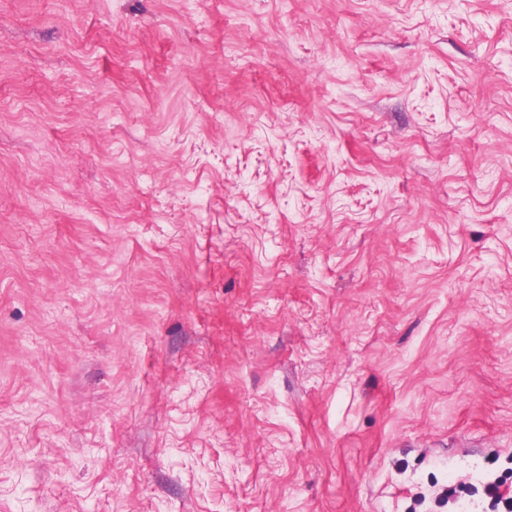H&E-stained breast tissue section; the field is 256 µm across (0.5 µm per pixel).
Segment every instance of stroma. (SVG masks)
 <instances>
[{"label":"stroma","mask_w":512,"mask_h":512,"mask_svg":"<svg viewBox=\"0 0 512 512\" xmlns=\"http://www.w3.org/2000/svg\"><path fill=\"white\" fill-rule=\"evenodd\" d=\"M512 493V0H0V512Z\"/></svg>","instance_id":"35a3bbf8"}]
</instances>
